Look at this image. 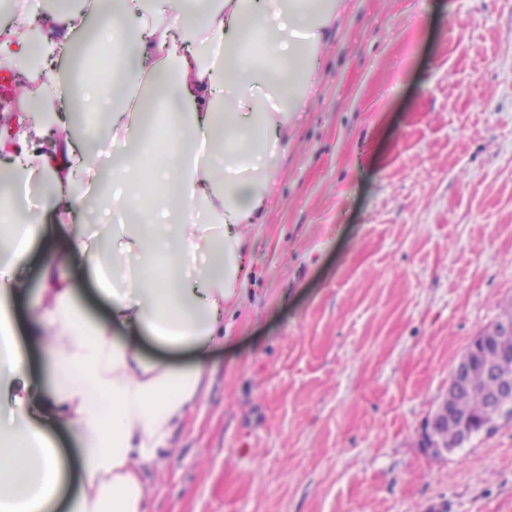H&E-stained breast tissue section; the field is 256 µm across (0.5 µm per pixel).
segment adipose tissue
I'll list each match as a JSON object with an SVG mask.
<instances>
[{"label": "adipose tissue", "instance_id": "adipose-tissue-1", "mask_svg": "<svg viewBox=\"0 0 512 512\" xmlns=\"http://www.w3.org/2000/svg\"><path fill=\"white\" fill-rule=\"evenodd\" d=\"M348 0H83L44 7L38 25L14 21L0 66L24 74L13 136H0L10 183L0 208L18 207L32 182L46 205L74 219L100 171L58 109L79 93L107 118L103 149L119 160L113 200L134 224L74 229L48 243L27 327L45 343L51 389L29 371L9 299L27 280L41 221L26 212L0 238V512H146L148 471L164 467L172 438L200 402L204 363L147 358L148 337L170 349L223 345L224 314L250 270L249 235L262 223L288 129L317 78L319 49ZM106 65L80 87L54 74L92 20ZM93 275L108 320L90 319L70 269ZM78 446L70 463L48 434Z\"/></svg>", "mask_w": 512, "mask_h": 512}]
</instances>
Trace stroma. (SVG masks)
<instances>
[{"instance_id":"35a3bbf8","label":"stroma","mask_w":512,"mask_h":512,"mask_svg":"<svg viewBox=\"0 0 512 512\" xmlns=\"http://www.w3.org/2000/svg\"><path fill=\"white\" fill-rule=\"evenodd\" d=\"M147 512H512V422L425 420L512 302V0H351Z\"/></svg>"}]
</instances>
